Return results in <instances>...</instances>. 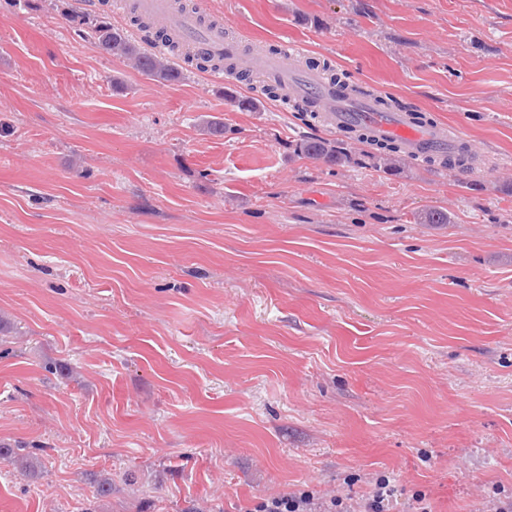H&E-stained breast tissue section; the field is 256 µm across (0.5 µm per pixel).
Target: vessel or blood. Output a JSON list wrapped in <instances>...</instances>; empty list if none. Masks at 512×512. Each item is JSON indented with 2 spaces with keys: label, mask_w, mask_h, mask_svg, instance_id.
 I'll use <instances>...</instances> for the list:
<instances>
[{
  "label": "vessel or blood",
  "mask_w": 512,
  "mask_h": 512,
  "mask_svg": "<svg viewBox=\"0 0 512 512\" xmlns=\"http://www.w3.org/2000/svg\"><path fill=\"white\" fill-rule=\"evenodd\" d=\"M135 6L190 41L199 55L228 57L241 76L276 79L282 99L312 113L323 128L341 131L351 127L370 142H396L413 158H455L470 147L459 132L444 123L432 119L420 123L411 112L390 111L376 98L336 89L319 70L299 65L305 53L301 45L287 42L276 53L261 46L247 49L230 40L223 25L203 21L200 12H173L169 0H135Z\"/></svg>",
  "instance_id": "b4317fda"
}]
</instances>
